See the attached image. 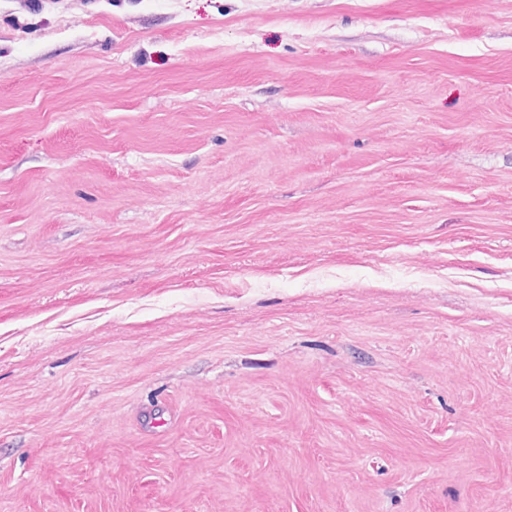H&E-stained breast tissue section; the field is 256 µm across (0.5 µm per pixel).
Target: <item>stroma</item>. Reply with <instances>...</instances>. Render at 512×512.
Instances as JSON below:
<instances>
[{"label": "stroma", "mask_w": 512, "mask_h": 512, "mask_svg": "<svg viewBox=\"0 0 512 512\" xmlns=\"http://www.w3.org/2000/svg\"><path fill=\"white\" fill-rule=\"evenodd\" d=\"M0 512H512V0H0Z\"/></svg>", "instance_id": "35a3bbf8"}]
</instances>
